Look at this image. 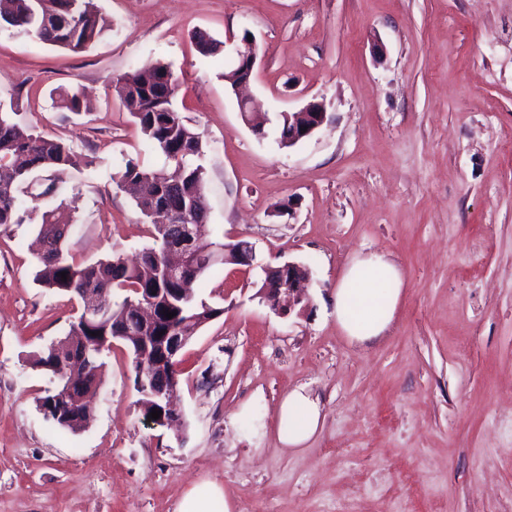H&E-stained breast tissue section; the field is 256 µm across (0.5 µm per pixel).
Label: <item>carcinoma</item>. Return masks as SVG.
Masks as SVG:
<instances>
[{
  "label": "carcinoma",
  "mask_w": 512,
  "mask_h": 512,
  "mask_svg": "<svg viewBox=\"0 0 512 512\" xmlns=\"http://www.w3.org/2000/svg\"><path fill=\"white\" fill-rule=\"evenodd\" d=\"M30 34L44 43L74 54L89 49L109 27L107 18L94 0H0V24ZM199 55L212 62L223 51L224 42L195 30L191 33ZM177 79L166 63L145 71H134L112 83L113 95L134 118L143 135L165 157V165L150 167L138 159H129L118 173L117 186L134 195L136 207L148 215L155 201L162 202L176 224H194L198 234L189 245L192 264L175 280H167L159 271L166 259V234L151 225L152 246L143 250L139 261L129 263L114 255L84 264L66 250L62 229H75L71 210L65 204L68 187L61 180L49 179L40 192L58 201L44 211L37 225L38 240L44 250L38 253L37 277L52 292L82 298L90 291L97 295L100 314L88 316L82 311L69 324L65 337L53 342L35 362L51 375L54 386L42 398L45 419L62 429L75 430L89 424L95 410L81 403V397L99 384L98 370L102 357L112 342L124 343L132 356L134 370L143 369L145 385L137 388L144 416L157 405L149 397L148 371L152 353L127 338L134 315L133 306L152 299L164 317L152 335H168L178 330L191 336L196 328L220 315V310L195 296L197 281L213 266V256L224 252V244L204 239L208 218L203 166L197 163L204 154L200 132L185 123L173 107ZM57 107L79 114L83 102L77 90L59 95ZM75 166L71 148L62 140L23 129L12 121L10 113L0 111V232H10L30 219L23 208L24 198L31 195L35 174L41 171H64ZM67 273V279L61 273ZM176 313L172 318L165 317ZM93 345L89 359L69 362L72 349L84 343Z\"/></svg>",
  "instance_id": "cac0c4a2"
}]
</instances>
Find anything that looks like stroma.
I'll list each match as a JSON object with an SVG mask.
<instances>
[{
	"label": "stroma",
	"instance_id": "1",
	"mask_svg": "<svg viewBox=\"0 0 512 512\" xmlns=\"http://www.w3.org/2000/svg\"><path fill=\"white\" fill-rule=\"evenodd\" d=\"M95 3L110 27L81 54L0 27V108L82 161L66 174L67 249L131 261L152 243L112 177L128 158H163L112 82L160 60L206 143L210 238L248 241L255 260L196 285L221 314L175 358L182 431L144 419L117 342L95 418L72 433L40 411L34 362L78 305L36 282L35 222L0 234V512H177L204 483L236 512H512V0ZM197 29L254 35L267 137L203 62ZM77 86L90 111L57 109ZM312 100L326 122L280 147L279 113ZM360 252L405 280L392 325L364 346L324 311ZM288 261L307 268V297L278 315L263 269ZM298 386L324 420L287 452L272 422Z\"/></svg>",
	"mask_w": 512,
	"mask_h": 512
}]
</instances>
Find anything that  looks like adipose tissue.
<instances>
[{"label":"adipose tissue","instance_id":"obj_1","mask_svg":"<svg viewBox=\"0 0 512 512\" xmlns=\"http://www.w3.org/2000/svg\"><path fill=\"white\" fill-rule=\"evenodd\" d=\"M403 288V274L394 262L378 253H358L336 284L330 314L351 343L373 342L392 323ZM322 423L318 398L298 387L281 399L273 426L279 445L289 451L305 447Z\"/></svg>","mask_w":512,"mask_h":512}]
</instances>
